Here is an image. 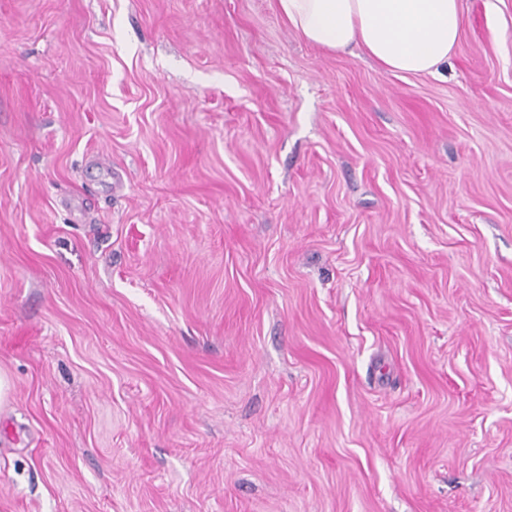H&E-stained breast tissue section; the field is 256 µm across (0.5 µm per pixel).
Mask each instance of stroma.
<instances>
[{"label": "stroma", "instance_id": "obj_1", "mask_svg": "<svg viewBox=\"0 0 512 512\" xmlns=\"http://www.w3.org/2000/svg\"><path fill=\"white\" fill-rule=\"evenodd\" d=\"M435 76L276 0H0V512H512V0Z\"/></svg>", "mask_w": 512, "mask_h": 512}]
</instances>
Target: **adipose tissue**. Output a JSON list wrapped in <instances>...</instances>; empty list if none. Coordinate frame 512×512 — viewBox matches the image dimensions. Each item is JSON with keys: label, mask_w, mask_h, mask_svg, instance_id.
<instances>
[{"label": "adipose tissue", "mask_w": 512, "mask_h": 512, "mask_svg": "<svg viewBox=\"0 0 512 512\" xmlns=\"http://www.w3.org/2000/svg\"><path fill=\"white\" fill-rule=\"evenodd\" d=\"M310 43L344 52L359 47L383 70L435 75L463 30L460 0H277Z\"/></svg>", "instance_id": "adipose-tissue-1"}]
</instances>
